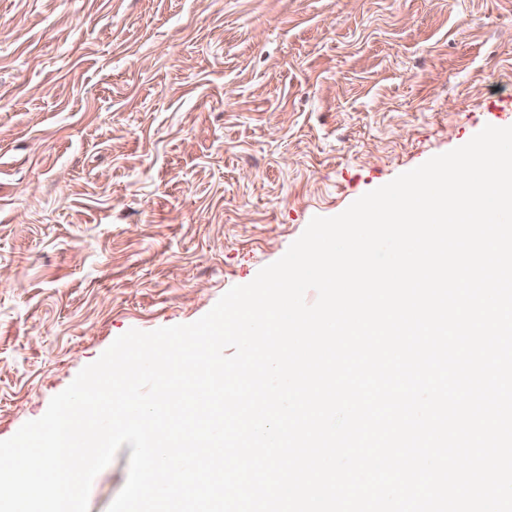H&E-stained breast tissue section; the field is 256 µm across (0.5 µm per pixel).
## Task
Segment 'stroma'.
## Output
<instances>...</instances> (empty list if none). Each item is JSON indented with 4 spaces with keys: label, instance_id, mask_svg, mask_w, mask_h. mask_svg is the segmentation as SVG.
Masks as SVG:
<instances>
[{
    "label": "stroma",
    "instance_id": "35a3bbf8",
    "mask_svg": "<svg viewBox=\"0 0 512 512\" xmlns=\"http://www.w3.org/2000/svg\"><path fill=\"white\" fill-rule=\"evenodd\" d=\"M488 124L512 0H0V440Z\"/></svg>",
    "mask_w": 512,
    "mask_h": 512
}]
</instances>
